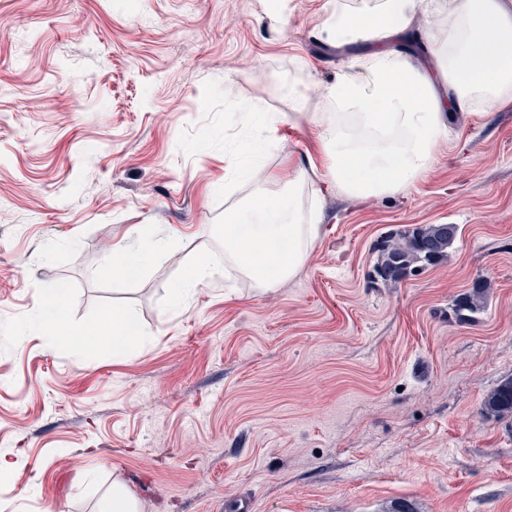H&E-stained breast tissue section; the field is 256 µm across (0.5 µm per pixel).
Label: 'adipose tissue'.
<instances>
[{"label": "adipose tissue", "mask_w": 512, "mask_h": 512, "mask_svg": "<svg viewBox=\"0 0 512 512\" xmlns=\"http://www.w3.org/2000/svg\"><path fill=\"white\" fill-rule=\"evenodd\" d=\"M418 6V0H378L362 10L340 9L328 32L344 43L376 41L392 23L408 25ZM431 40L438 73L403 55L378 54L364 74L326 87L329 111L309 116L304 96H297L295 111L313 126L329 161L322 190L335 188L354 198L399 192L430 168L448 135L445 111L512 102V0H451L448 22ZM235 161L245 166L255 188L247 209L256 221L226 216L224 256L259 287L275 288L303 267L321 214L300 201L305 171L289 179L287 204L274 206L259 145L244 141Z\"/></svg>", "instance_id": "adipose-tissue-1"}]
</instances>
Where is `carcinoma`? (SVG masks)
<instances>
[{
	"label": "carcinoma",
	"instance_id": "cac0c4a2",
	"mask_svg": "<svg viewBox=\"0 0 512 512\" xmlns=\"http://www.w3.org/2000/svg\"><path fill=\"white\" fill-rule=\"evenodd\" d=\"M453 224H411L384 236L377 245L374 271L384 282L398 283L446 263L456 237ZM489 286L474 284L449 306L448 315L474 322L486 311ZM483 412L497 421L512 418V377L503 379L485 398Z\"/></svg>",
	"mask_w": 512,
	"mask_h": 512
}]
</instances>
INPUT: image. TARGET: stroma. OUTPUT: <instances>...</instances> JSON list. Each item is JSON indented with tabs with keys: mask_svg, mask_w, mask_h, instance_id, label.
Instances as JSON below:
<instances>
[{
	"mask_svg": "<svg viewBox=\"0 0 512 512\" xmlns=\"http://www.w3.org/2000/svg\"><path fill=\"white\" fill-rule=\"evenodd\" d=\"M373 2L0 0V512H99L116 480L140 512H512V424L480 412L512 375V107L447 113L394 195L306 196L322 224L279 287L224 259L247 134L273 196L328 172L282 83L324 112L371 54L428 56L443 17L422 8L379 43L327 34ZM142 224L163 248L135 243ZM408 224L456 225L448 263L374 280L377 241ZM130 242L138 277H113ZM203 254L215 279L179 293ZM480 279L484 314L449 319ZM116 309L134 336L91 343Z\"/></svg>",
	"mask_w": 512,
	"mask_h": 512,
	"instance_id": "1",
	"label": "stroma"
}]
</instances>
